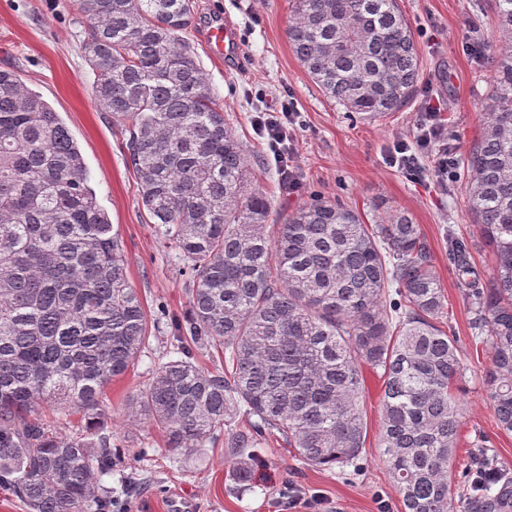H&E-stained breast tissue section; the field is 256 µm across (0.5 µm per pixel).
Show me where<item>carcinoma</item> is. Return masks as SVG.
<instances>
[{
  "mask_svg": "<svg viewBox=\"0 0 512 512\" xmlns=\"http://www.w3.org/2000/svg\"><path fill=\"white\" fill-rule=\"evenodd\" d=\"M500 55L482 137L462 158L470 211L494 258L480 282L467 243L448 257L499 428L512 433V0H496ZM93 94L122 125L142 208L189 275L177 358L133 394V413L191 453L281 437L306 464L344 468L366 439L361 364L381 371L382 459L404 512H512V469L488 449L451 484L464 363L436 325L443 293L419 225L375 205V223L319 196L269 234L272 199L253 186L246 147L191 42L192 0H79ZM288 39L327 98L366 119L398 112L420 79L397 0H294ZM395 291H390V288ZM118 234L84 158L44 97L0 69V477L29 512H105L112 432L105 388L149 346ZM222 354L204 371L193 349ZM65 397L86 419L64 436L37 417ZM250 430L230 428L235 414Z\"/></svg>",
  "mask_w": 512,
  "mask_h": 512,
  "instance_id": "carcinoma-1",
  "label": "carcinoma"
}]
</instances>
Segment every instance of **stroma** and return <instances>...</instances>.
I'll return each instance as SVG.
<instances>
[{"label": "stroma", "mask_w": 512, "mask_h": 512, "mask_svg": "<svg viewBox=\"0 0 512 512\" xmlns=\"http://www.w3.org/2000/svg\"><path fill=\"white\" fill-rule=\"evenodd\" d=\"M293 0H194L187 36L224 114L251 155L260 157L254 182L276 209L292 211L313 195L338 200L360 212L365 222L376 216L374 204L386 199L407 211L430 246L443 291L441 328L451 329L466 365L461 437L454 473L470 465L474 444L485 443L512 467V433L502 432L482 381L488 357L476 347L469 329L448 238L469 246L483 276L493 273L492 259L469 211L464 180L441 187L434 177L409 179L390 167L385 152L398 139H412L418 101L377 120L330 102L296 58L288 42ZM415 35L421 61L419 85L431 88L448 122V138L464 155L479 137L489 104L488 70L500 44L493 37L495 0H399ZM232 27L233 50L214 57L204 33L213 21ZM86 22L78 0H0V69L18 71L23 83L38 91L59 112L86 163L91 187L119 235L127 275L155 326L149 346L133 367L106 390L105 424L119 449L111 474L102 484L116 486L134 478L140 485L133 502L141 512H171L176 499L193 512H289L280 496L293 484L303 499L322 497L335 512H402L395 485L384 465L378 436L382 425V381L371 367L365 379L366 443L358 467L321 470L304 464L282 438L260 440L262 461L252 485H244L236 456L223 443L192 455L165 451L163 435L146 421L130 417L129 395L148 385L171 356L172 325L189 304L186 276L173 253L158 240L140 200L133 169L125 156V136L110 113L98 104L92 74L80 43ZM480 46L471 54L469 43ZM292 95L304 124L297 133L298 182L290 184L275 168L264 139L252 126L254 112Z\"/></svg>", "instance_id": "1"}]
</instances>
